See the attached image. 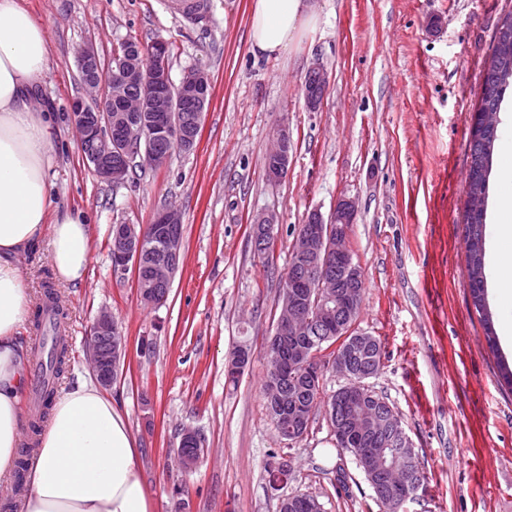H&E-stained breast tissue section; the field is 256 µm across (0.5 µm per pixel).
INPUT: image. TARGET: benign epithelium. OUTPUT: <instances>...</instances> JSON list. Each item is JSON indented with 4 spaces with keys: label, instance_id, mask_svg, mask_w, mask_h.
<instances>
[{
    "label": "benign epithelium",
    "instance_id": "obj_1",
    "mask_svg": "<svg viewBox=\"0 0 512 512\" xmlns=\"http://www.w3.org/2000/svg\"><path fill=\"white\" fill-rule=\"evenodd\" d=\"M147 50L157 61V66L143 74L137 59L142 50ZM168 42L159 39L144 46L131 41L124 42L123 53L114 55L116 61L109 75L101 73L99 54L91 44L85 46L79 55L80 81L89 93L86 99L78 98L70 104L71 121L78 134L79 144L86 147L94 174L115 185L123 183L130 165L132 152L140 145L147 131L159 132L177 147L188 151L199 137L200 128L189 126V113L201 118L206 109L207 89L211 86L209 74L201 69L189 71L179 83L171 80L167 65ZM289 137L288 128L280 127L276 132L274 147L267 159L278 158L274 166H265L268 181L279 182L288 171ZM144 167L160 169L169 159L170 153L146 150ZM357 206L355 200L343 197L328 218L318 212L307 217L308 226L299 228L295 238L297 259L313 268L328 266L337 260L345 262L343 281L349 292L343 302L349 312H354V288L363 280L360 264L354 260L348 239L354 224ZM278 214L273 210L257 215L253 237L275 234ZM183 219L180 211L165 206L155 216L154 222L142 227L135 234L132 226L118 224L112 228L110 253L118 266L115 274H122L133 265L138 270L141 244L148 238L156 243L158 250L177 262L182 253ZM294 295L284 298L275 322L278 339L267 346L268 359L276 362L272 368L274 377L283 369L290 371L304 367L311 361L313 352L310 344L301 340L308 335L307 325L312 323L307 300L315 298L323 302L335 299L333 285L319 278L295 280ZM358 321L346 324L342 337L336 346L343 350L336 352L329 367L336 375L346 379V384L337 390L338 401L360 412L362 429H375L383 433L380 447L371 449L373 455L385 449L392 450L394 459L400 465H389L379 471L380 483L390 488H401L413 500L421 496V485L407 483V474L414 458V445L407 435L400 419L391 410L377 407L364 401L361 393V377L354 370L353 356L357 347L370 342L368 333L357 327ZM88 341V361L93 376L104 389L112 388L118 376L120 361L125 353V344L119 324L108 309L101 310L92 323ZM204 445L202 435L185 428L181 432L177 450L180 467L189 471L201 459L198 448Z\"/></svg>",
    "mask_w": 512,
    "mask_h": 512
}]
</instances>
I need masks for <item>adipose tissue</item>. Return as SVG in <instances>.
Segmentation results:
<instances>
[{
    "label": "adipose tissue",
    "instance_id": "obj_1",
    "mask_svg": "<svg viewBox=\"0 0 512 512\" xmlns=\"http://www.w3.org/2000/svg\"><path fill=\"white\" fill-rule=\"evenodd\" d=\"M319 23L307 0H252L249 44L268 56ZM44 26L19 0H0V479L23 436L18 395L25 349L18 335L32 297L18 264L48 246L61 282L82 283L91 257L86 216L54 208V117L35 97L49 71ZM488 245L499 294L512 296V199H502ZM18 512H154L126 415L80 380L56 401L29 468Z\"/></svg>",
    "mask_w": 512,
    "mask_h": 512
}]
</instances>
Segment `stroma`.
<instances>
[{
	"instance_id": "1",
	"label": "stroma",
	"mask_w": 512,
	"mask_h": 512,
	"mask_svg": "<svg viewBox=\"0 0 512 512\" xmlns=\"http://www.w3.org/2000/svg\"><path fill=\"white\" fill-rule=\"evenodd\" d=\"M46 29L49 76L41 101L54 112L53 204L85 212L92 259L84 283L57 284L69 314L64 379L91 378L86 336L109 309L127 340L107 394L127 413L155 512H279L295 492L323 512H378L352 456L337 448L324 413L303 440L281 441L263 392L265 349L279 312L281 276L301 224L355 200L350 246L364 273L359 326L385 356L368 386L400 414L426 477L405 512H512V390L497 361L512 347H487L466 286V171L482 70L512 0H312L314 33L272 58L253 55L250 0H210L192 23L161 0H24ZM163 38L169 71L211 78L210 105L194 152L119 185L88 167L66 118L83 96L77 53L101 58L125 40ZM328 83L318 110L305 103L308 68ZM287 125V176L277 184L265 159ZM181 209L184 251L167 301L144 305L133 273L115 277L109 232L147 224L162 206ZM276 211L280 233L259 258L251 224ZM150 350H142V343ZM239 345L252 359L237 384L224 363ZM205 439L195 470L176 453L182 429ZM294 478L272 484L270 456Z\"/></svg>"
}]
</instances>
